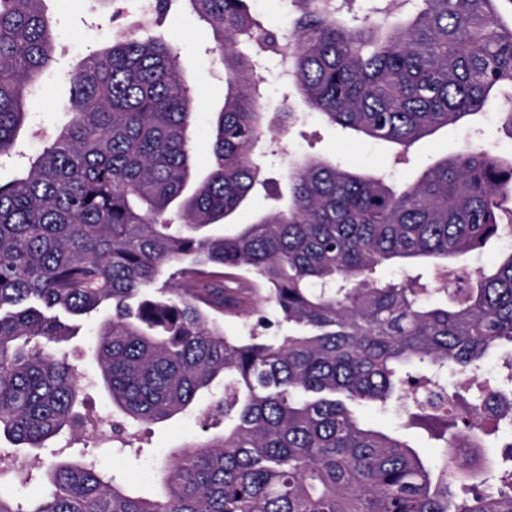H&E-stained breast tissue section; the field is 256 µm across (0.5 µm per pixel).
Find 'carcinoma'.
Returning <instances> with one entry per match:
<instances>
[{
  "instance_id": "carcinoma-1",
  "label": "carcinoma",
  "mask_w": 512,
  "mask_h": 512,
  "mask_svg": "<svg viewBox=\"0 0 512 512\" xmlns=\"http://www.w3.org/2000/svg\"><path fill=\"white\" fill-rule=\"evenodd\" d=\"M43 2L0 0V157L54 61ZM172 2L154 0L151 19L85 58L69 75L67 128L0 183V439L12 446L0 449V512H512V465L480 490L467 483L478 432L512 448L511 407L483 420L512 374H479L512 345V250L447 278L512 237V155L468 143L403 187L308 155L283 175L287 204L233 222L268 188L255 147L295 121L286 103L267 111L254 57L288 52L304 105L402 158L512 90V27L496 0H410L414 13L381 25L293 0L288 36L249 0H189L230 75L201 178L190 86L172 47L147 34ZM394 264L409 271L383 277ZM105 302L100 378L125 416L112 437L193 410L223 428L173 452L159 498L89 451L37 472L14 465L20 449L78 431L81 376L58 348L75 328L63 318ZM263 302L288 334L249 323ZM224 316L249 334L224 335ZM431 379L445 398L426 403ZM394 401L408 405L402 429L441 443V464L358 417ZM19 487L32 490L25 505Z\"/></svg>"
}]
</instances>
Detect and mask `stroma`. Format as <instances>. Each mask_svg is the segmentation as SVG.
<instances>
[{
    "label": "stroma",
    "instance_id": "1",
    "mask_svg": "<svg viewBox=\"0 0 512 512\" xmlns=\"http://www.w3.org/2000/svg\"><path fill=\"white\" fill-rule=\"evenodd\" d=\"M44 9L56 37V59L35 93L28 96L26 110L43 133H50L65 127L71 118L67 72L90 53L110 43L119 28L112 20L111 6L102 0H46ZM159 32L177 52L178 63L196 99L194 153L198 170L203 173L209 163L215 114L224 105V72L212 51V35L207 25L198 20L187 0H179L173 6ZM511 108L505 102L491 100L486 115L420 140L412 148L409 162L398 163L394 160L393 147L329 125L316 112L303 107L299 110V122L283 134L280 144L266 148L260 163L264 176L278 184L289 163L310 152L354 169L385 171L391 182L402 185L419 176L429 164L455 154L470 142L482 143L502 155L511 154L512 138L495 118L496 113ZM42 135L28 130L18 135L20 154L0 163V182L23 175L24 158L40 151ZM110 313L109 305L100 306L97 312L82 319L80 331L64 345L71 363L84 376L94 377L99 373L95 334ZM204 436V421L196 414L144 425L140 428V455L119 454L105 448L101 450L100 466L139 492L152 493L158 488L159 468L170 451Z\"/></svg>",
    "mask_w": 512,
    "mask_h": 512
}]
</instances>
